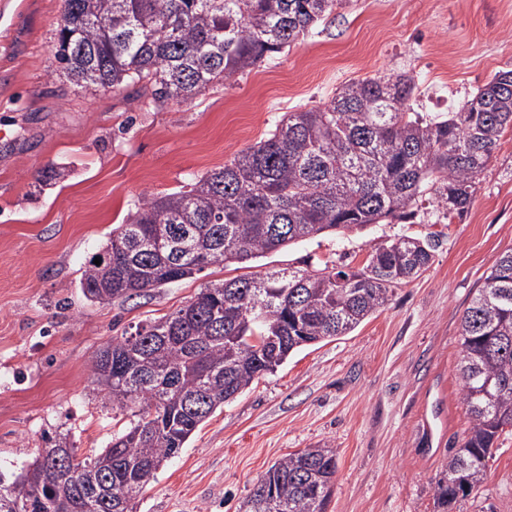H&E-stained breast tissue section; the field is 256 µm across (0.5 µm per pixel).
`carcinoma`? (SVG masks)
I'll return each mask as SVG.
<instances>
[{
	"instance_id": "carcinoma-1",
	"label": "carcinoma",
	"mask_w": 512,
	"mask_h": 512,
	"mask_svg": "<svg viewBox=\"0 0 512 512\" xmlns=\"http://www.w3.org/2000/svg\"><path fill=\"white\" fill-rule=\"evenodd\" d=\"M55 58L84 89L151 90L187 102L281 52L347 0H63ZM399 74L342 86L323 106L285 113L266 140L201 176L188 190L139 201L81 279L95 303L125 302L205 266L256 259L324 233L407 219L427 196L463 216L497 142L512 129V70L499 71L455 112L430 119L409 104ZM435 240L399 238L358 270H285L207 283L174 312L112 338L91 374L128 425L100 452L67 436L0 484L31 512H136L154 474L217 408L296 350L345 336L425 271ZM460 375L470 425L434 486V512L479 488L492 449L512 429V250L486 274L462 316ZM331 448L275 463L240 512H327Z\"/></svg>"
}]
</instances>
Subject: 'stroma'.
<instances>
[{
	"label": "stroma",
	"instance_id": "1",
	"mask_svg": "<svg viewBox=\"0 0 512 512\" xmlns=\"http://www.w3.org/2000/svg\"><path fill=\"white\" fill-rule=\"evenodd\" d=\"M62 9L63 0H0V483L37 457L45 435H66L88 454L124 428L90 363L129 326L173 312L210 281L355 270L386 241L434 235L420 277L349 335L298 350L217 409L137 504L238 512L285 455L328 446L337 454L328 512H433L436 478L469 427L461 318L512 249V132L463 217L425 204L408 220L212 264L121 305L88 301L80 281L143 195L194 183L266 139L285 112L322 106L348 82L407 71L418 81L415 111L458 108L512 69V0H349L281 54L162 107L133 86L92 91L67 81L54 57ZM53 167L64 177L46 180ZM430 424L440 440L428 441ZM455 512H512V432Z\"/></svg>",
	"mask_w": 512,
	"mask_h": 512
}]
</instances>
